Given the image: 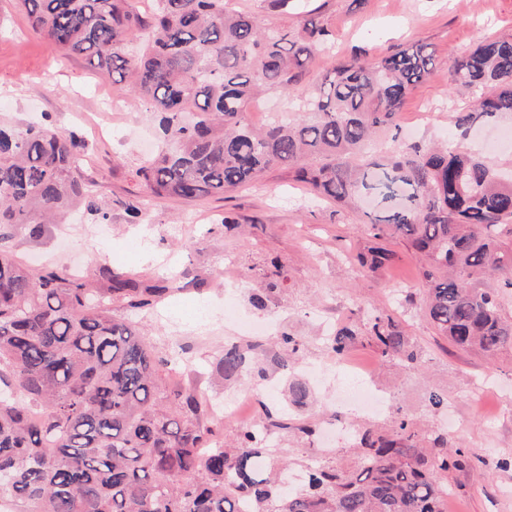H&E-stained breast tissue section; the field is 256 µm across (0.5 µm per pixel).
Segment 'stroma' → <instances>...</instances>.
<instances>
[{
  "instance_id": "obj_1",
  "label": "stroma",
  "mask_w": 512,
  "mask_h": 512,
  "mask_svg": "<svg viewBox=\"0 0 512 512\" xmlns=\"http://www.w3.org/2000/svg\"><path fill=\"white\" fill-rule=\"evenodd\" d=\"M234 4L291 26L316 11L332 30L339 56L374 59L392 46L427 45L440 66L406 98L397 116L401 138L445 139L458 151L476 153L481 140L512 123L501 116L480 137H456L454 117L471 110L473 102L456 96L446 69L481 37L512 38V0H295L285 13L273 0ZM1 118L17 125L47 119L58 130L83 137L88 144L83 178L106 203L109 219L96 224L75 213L36 232L27 226L6 229L0 231V249L23 263L41 256L44 264L100 288L108 270L127 274L144 288H166L152 308L132 309L117 297L111 307L115 316L137 322L157 351L185 357L187 365L171 388L212 400L254 389L253 406L239 405V412L251 410L260 418L272 413L278 422L271 430L273 446L284 449L290 470L302 471L320 440L296 436L293 423L304 420L319 430L338 421L360 422L337 413L330 389L314 393L305 410L289 415L281 410L289 379L331 357L313 313L328 305L339 321L359 324L374 312H387L398 318L420 361L411 370L382 362L367 341L348 349V357L373 369L376 385L389 399L374 426L387 431L407 415L419 426L447 431L450 445L472 456L470 467L448 474V512H512V349L490 358L460 350L438 334L422 310L424 284L404 240L390 243L398 254L395 264L375 273L360 271L354 258L369 244L363 214L336 208L279 170L190 203L147 199L136 171L157 148L148 105L90 72L80 57L64 55L30 32L15 0H0ZM135 208L141 209L140 218L132 217ZM226 215L233 226L223 225ZM272 283L277 289L267 308L252 307L251 295ZM204 305L214 322L208 331L194 317L195 308ZM285 331L303 344L298 360L282 359ZM228 343L251 346L265 377L224 379L218 360ZM432 390L445 395L447 407L428 408Z\"/></svg>"
}]
</instances>
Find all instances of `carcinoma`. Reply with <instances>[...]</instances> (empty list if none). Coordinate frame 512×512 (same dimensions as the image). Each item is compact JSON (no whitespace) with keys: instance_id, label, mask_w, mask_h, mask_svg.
I'll return each instance as SVG.
<instances>
[{"instance_id":"carcinoma-1","label":"carcinoma","mask_w":512,"mask_h":512,"mask_svg":"<svg viewBox=\"0 0 512 512\" xmlns=\"http://www.w3.org/2000/svg\"><path fill=\"white\" fill-rule=\"evenodd\" d=\"M30 28L159 115L161 148L138 170L155 197L193 202L281 169L322 198L369 202L374 245L357 256L375 271L392 262L384 245L403 238L422 258L425 314L439 335L489 357L512 348L505 297L480 287L489 276L512 288V177L482 156L447 144L393 141L386 164L365 148L395 125L414 88L437 66L425 45L374 62L327 54L333 34L314 17L297 27L265 24L231 0H16ZM322 55L330 66L315 72ZM452 88L476 98L460 112L462 137L482 119L512 114V38L480 39L448 63ZM275 90L299 101L304 119L263 127L247 112ZM85 141L47 124L0 122V226L50 224L76 205L97 221L106 205L86 189ZM107 288L55 267L37 272L0 252V498L14 512H447L451 470L470 461L448 437L402 419L389 434L362 428L350 464H307L304 488L286 493L267 436L241 430L234 448L214 445L208 408L191 391H167L177 358L160 357L133 322L112 314V295L131 308L160 288L107 272ZM406 368L418 353L389 314L344 325L329 338L340 355L362 337ZM226 377L264 374L237 344L220 359ZM307 384L288 400L307 405Z\"/></svg>"}]
</instances>
